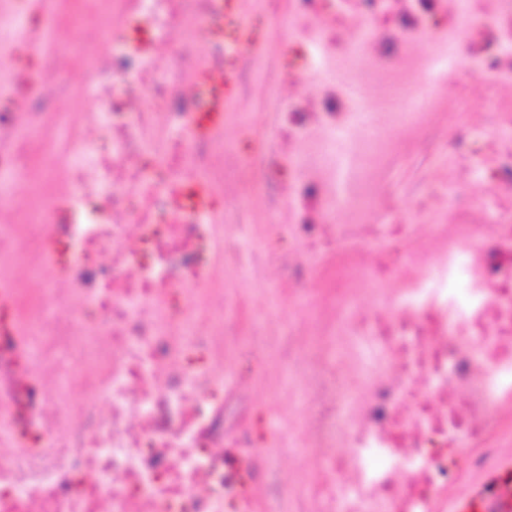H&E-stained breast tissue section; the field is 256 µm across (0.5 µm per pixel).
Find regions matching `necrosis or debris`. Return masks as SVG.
Listing matches in <instances>:
<instances>
[{"label":"necrosis or debris","instance_id":"necrosis-or-debris-1","mask_svg":"<svg viewBox=\"0 0 512 512\" xmlns=\"http://www.w3.org/2000/svg\"><path fill=\"white\" fill-rule=\"evenodd\" d=\"M69 5L50 38L42 0L0 30V512H512V208L393 180L449 153L512 198V0H266L233 61L240 101L274 90L256 147L242 112L192 132L190 77L227 61L222 0ZM475 78L491 121L472 137L449 118ZM271 266L291 305L244 316ZM265 353L302 374L265 383L290 402L277 430L251 397Z\"/></svg>","mask_w":512,"mask_h":512}]
</instances>
